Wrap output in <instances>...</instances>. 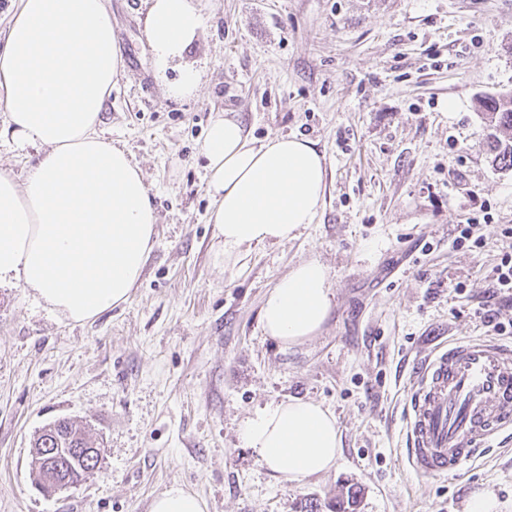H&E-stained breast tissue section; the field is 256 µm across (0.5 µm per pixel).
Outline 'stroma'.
I'll return each instance as SVG.
<instances>
[{
	"instance_id": "obj_1",
	"label": "stroma",
	"mask_w": 512,
	"mask_h": 512,
	"mask_svg": "<svg viewBox=\"0 0 512 512\" xmlns=\"http://www.w3.org/2000/svg\"><path fill=\"white\" fill-rule=\"evenodd\" d=\"M194 4L204 24L160 75L147 0H107L124 69L100 132L145 174L155 246L129 300L84 324L0 286V512H149L175 482L208 512H301L350 486L356 512H467L487 490L512 512V437L458 473L418 478L403 436L417 361L489 334L479 310L512 225V168L493 163L478 101L512 94V0ZM185 67L202 70L199 92L167 98ZM224 112L258 139L312 140L328 165L313 223L228 265L202 154ZM43 153L13 140L0 105V169L24 180ZM472 190L492 216L476 251L453 245ZM311 259L329 270L331 315L286 347L265 336L262 303ZM292 398L329 409L342 439L335 469L299 482L239 438L256 410ZM63 418L100 445V470L49 496L31 476V441Z\"/></svg>"
}]
</instances>
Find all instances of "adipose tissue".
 <instances>
[{"label":"adipose tissue","instance_id":"obj_1","mask_svg":"<svg viewBox=\"0 0 512 512\" xmlns=\"http://www.w3.org/2000/svg\"><path fill=\"white\" fill-rule=\"evenodd\" d=\"M203 17L191 0H150L145 35L156 71L181 57ZM124 68L105 0H19L0 41V104L8 129L45 154L17 182L0 171V284L16 282L72 323L128 301L155 245L156 212L141 168L99 131ZM217 250L285 243L313 223L327 160L310 139L252 137L235 112L211 122L203 144ZM329 273L298 263L265 295L266 336L295 345L330 317ZM243 447L279 478L330 472L341 452L334 415L293 399L245 419Z\"/></svg>","mask_w":512,"mask_h":512}]
</instances>
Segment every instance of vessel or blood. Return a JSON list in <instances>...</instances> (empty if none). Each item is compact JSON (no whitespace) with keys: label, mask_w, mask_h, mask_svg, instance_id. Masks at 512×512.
<instances>
[{"label":"vessel or blood","mask_w":512,"mask_h":512,"mask_svg":"<svg viewBox=\"0 0 512 512\" xmlns=\"http://www.w3.org/2000/svg\"><path fill=\"white\" fill-rule=\"evenodd\" d=\"M408 396L412 471H460L481 448L512 430V345L458 339L416 368Z\"/></svg>","instance_id":"b4317fda"}]
</instances>
